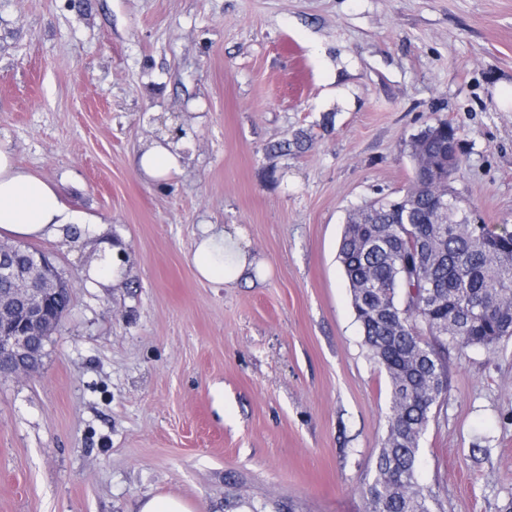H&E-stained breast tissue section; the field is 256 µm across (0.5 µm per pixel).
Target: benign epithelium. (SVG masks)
Wrapping results in <instances>:
<instances>
[{
    "label": "benign epithelium",
    "instance_id": "benign-epithelium-1",
    "mask_svg": "<svg viewBox=\"0 0 512 512\" xmlns=\"http://www.w3.org/2000/svg\"><path fill=\"white\" fill-rule=\"evenodd\" d=\"M0 372H26L41 343L59 326L57 311L69 298L63 280L43 252L20 242L0 241Z\"/></svg>",
    "mask_w": 512,
    "mask_h": 512
}]
</instances>
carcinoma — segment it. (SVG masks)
I'll return each mask as SVG.
<instances>
[{"instance_id":"1","label":"carcinoma","mask_w":512,"mask_h":512,"mask_svg":"<svg viewBox=\"0 0 512 512\" xmlns=\"http://www.w3.org/2000/svg\"><path fill=\"white\" fill-rule=\"evenodd\" d=\"M440 126L420 147L430 158L460 143L457 128ZM444 191L415 174L410 224L396 230L395 211L371 201L361 206L365 223L349 215L338 248L364 345L390 386L367 512H434L436 493L416 474L420 440L445 394L448 348L493 352L512 338V229L471 223L463 199L442 206Z\"/></svg>"}]
</instances>
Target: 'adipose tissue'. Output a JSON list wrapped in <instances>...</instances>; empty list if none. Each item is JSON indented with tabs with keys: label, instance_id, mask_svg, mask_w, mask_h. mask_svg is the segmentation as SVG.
I'll list each match as a JSON object with an SVG mask.
<instances>
[{
	"label": "adipose tissue",
	"instance_id": "adipose-tissue-1",
	"mask_svg": "<svg viewBox=\"0 0 512 512\" xmlns=\"http://www.w3.org/2000/svg\"><path fill=\"white\" fill-rule=\"evenodd\" d=\"M183 149V142L164 137L147 145L132 164L148 178L165 179L181 172ZM69 224L76 225L77 240L101 235L98 228L85 225L81 215L70 210L52 183L22 169L10 148L0 144V237L54 240L64 236ZM192 263L202 279L222 285L242 274L252 260L239 237L223 225L204 224Z\"/></svg>",
	"mask_w": 512,
	"mask_h": 512
}]
</instances>
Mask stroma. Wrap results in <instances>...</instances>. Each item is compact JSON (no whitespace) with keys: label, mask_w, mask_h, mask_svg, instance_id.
Instances as JSON below:
<instances>
[{"label":"stroma","mask_w":512,"mask_h":512,"mask_svg":"<svg viewBox=\"0 0 512 512\" xmlns=\"http://www.w3.org/2000/svg\"><path fill=\"white\" fill-rule=\"evenodd\" d=\"M512 0H0V140L119 240L36 241L72 285L38 369L0 374V512H366L390 387L337 250L349 213L404 194L409 143L460 132L456 195L512 225ZM181 173L131 157L175 127ZM307 149L268 146L297 135ZM256 270L199 278V225ZM435 512H512V339L450 354L421 439ZM99 247H104L103 252H97V259L92 262L94 278L97 281L116 284L122 280V269L119 264H113V256L119 250L118 247L109 249L105 243L99 242ZM134 512H207L203 504H192L172 495H152L141 499Z\"/></svg>","instance_id":"stroma-1"}]
</instances>
